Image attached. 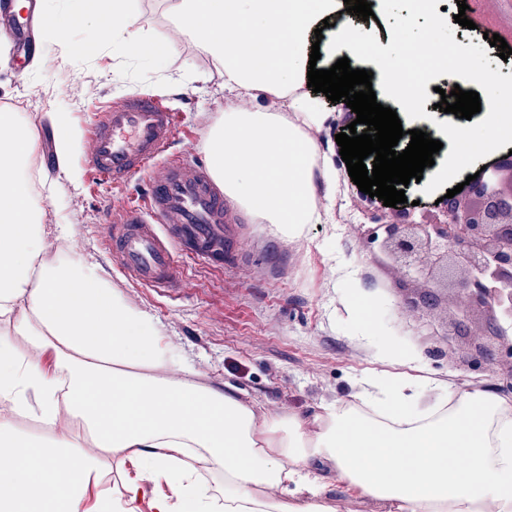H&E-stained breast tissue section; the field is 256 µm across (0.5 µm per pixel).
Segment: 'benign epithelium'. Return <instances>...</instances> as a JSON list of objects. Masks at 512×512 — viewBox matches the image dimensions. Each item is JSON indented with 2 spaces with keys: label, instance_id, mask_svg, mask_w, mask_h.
<instances>
[{
  "label": "benign epithelium",
  "instance_id": "7a95c632",
  "mask_svg": "<svg viewBox=\"0 0 512 512\" xmlns=\"http://www.w3.org/2000/svg\"><path fill=\"white\" fill-rule=\"evenodd\" d=\"M444 216L440 224H372L368 243L402 276L422 280L410 309L454 294L455 330L474 336L469 363L506 362L512 388V155L446 199Z\"/></svg>",
  "mask_w": 512,
  "mask_h": 512
}]
</instances>
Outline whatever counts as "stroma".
I'll return each instance as SVG.
<instances>
[{
    "label": "stroma",
    "mask_w": 512,
    "mask_h": 512,
    "mask_svg": "<svg viewBox=\"0 0 512 512\" xmlns=\"http://www.w3.org/2000/svg\"><path fill=\"white\" fill-rule=\"evenodd\" d=\"M473 28L455 23L457 0H430L444 10L447 25L440 36L448 40L450 57L471 65L494 68L498 47L488 40L496 33L512 46V0H466ZM54 20L42 33L37 60L24 69L8 62V46L0 41V112L26 98L24 115L38 130L37 154L52 163L55 133L48 113H65L74 134L69 173L51 172L40 189L46 226L66 224L67 238L55 240L50 259L68 260L79 249L97 264L113 288L152 316L167 340L199 373L202 382L263 404L273 411L307 414L314 407L348 402L369 384L403 374V367L379 361L366 346L345 304L353 298L376 334L394 336L399 345L420 354V376L447 380L459 386L495 390L507 367L493 360L480 368L468 363L471 339L454 330L455 304L445 300L431 310H412L405 299L415 283L405 282L390 268L378 249L367 245L369 224H432L442 220L436 201L453 189V182L430 188L409 183L406 203L387 207L353 184L335 141L341 127L356 115L343 104L324 101L331 117L316 133L320 154L340 172L337 191L319 189L323 223L308 225L296 241L280 238L267 224L243 212V257L239 265L220 271L191 262L177 298L157 296L127 280L112 265L103 246L113 208L129 196H145L148 176L132 184L99 182L85 162L84 129L93 112L137 91L165 96L183 116L174 153L192 159L207 156L212 127L224 118V84L211 60L194 40L180 42L168 55L134 58L113 46L83 54L69 50L82 40V27L67 18L80 8L79 0H44ZM134 28L149 38L168 35L176 22L167 0H131ZM409 0H384L375 15L379 50L395 43L418 47L425 21L395 36L396 16Z\"/></svg>",
    "instance_id": "1"
}]
</instances>
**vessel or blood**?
Here are the masks:
<instances>
[{"label":"vessel or blood","instance_id":"1","mask_svg":"<svg viewBox=\"0 0 512 512\" xmlns=\"http://www.w3.org/2000/svg\"><path fill=\"white\" fill-rule=\"evenodd\" d=\"M13 2L0 0V36L21 67L51 18L41 0H25L19 9ZM181 123L162 96L146 91L103 109L87 128L86 162L100 180L129 182L155 165L165 169L145 199L131 198L113 211L102 245L125 277L168 298L178 291L186 260L218 269L238 264L243 236L237 209L207 165L171 153Z\"/></svg>","mask_w":512,"mask_h":512}]
</instances>
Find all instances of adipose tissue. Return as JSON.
I'll return each instance as SVG.
<instances>
[{"label": "adipose tissue", "instance_id": "ef3b65f1", "mask_svg": "<svg viewBox=\"0 0 512 512\" xmlns=\"http://www.w3.org/2000/svg\"><path fill=\"white\" fill-rule=\"evenodd\" d=\"M86 2L75 51L118 42L144 57L198 40L231 94L208 141L225 194L290 240L321 223L316 183L335 187L337 170L309 136L326 114L307 70L376 45L343 0H172L178 22L163 45L140 38L123 0ZM405 65L395 50L374 56L393 103L413 108L420 88L393 82ZM448 78L491 104L477 130L442 126L448 156L427 168L432 185L456 175L461 146L478 159L512 133L494 71ZM0 130L10 133L0 141V512H129L159 485L153 512H341L323 493L325 466L387 512H512V393L405 376L300 416L195 382L152 318L82 253L44 260L68 227L45 231L21 185L37 130L13 112L0 113ZM29 417L42 440L20 429ZM107 461L133 468L122 488L103 489Z\"/></svg>", "mask_w": 512, "mask_h": 512}]
</instances>
